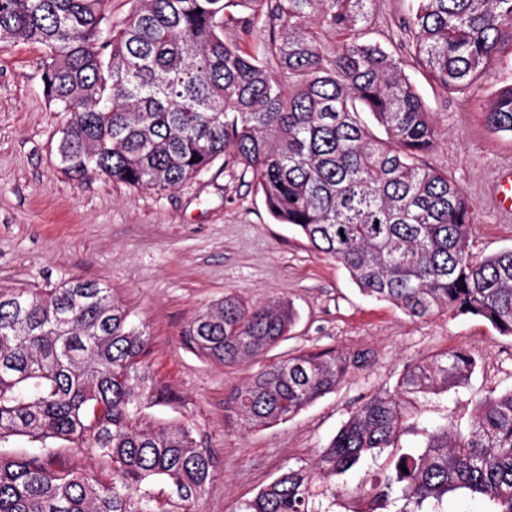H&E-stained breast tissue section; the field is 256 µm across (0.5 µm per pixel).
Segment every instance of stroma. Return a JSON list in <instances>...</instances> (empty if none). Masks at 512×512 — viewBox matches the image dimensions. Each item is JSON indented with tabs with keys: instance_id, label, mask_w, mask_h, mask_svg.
Here are the masks:
<instances>
[{
	"instance_id": "obj_1",
	"label": "stroma",
	"mask_w": 512,
	"mask_h": 512,
	"mask_svg": "<svg viewBox=\"0 0 512 512\" xmlns=\"http://www.w3.org/2000/svg\"><path fill=\"white\" fill-rule=\"evenodd\" d=\"M373 13L374 38L388 47L400 43L403 0H375ZM44 56L33 43L0 48V289L52 288L77 277L112 289L150 338V375L179 397L146 409L145 421L190 424L214 458L217 476L200 512H233L287 467L313 462L360 403L396 383L409 359L459 348L476 359L468 383L450 391L442 409L420 408L427 425L444 419L468 434V401L512 388L511 337L470 315L415 320L363 296L341 266L277 223L250 177L223 160L161 193L97 173L70 177L57 150L67 115L43 93ZM405 64L442 131L426 160L448 172L476 206L471 252L512 248V214L494 209L487 195L497 173L512 168V138L491 132L482 117L491 92L512 79V56L503 55L470 94L430 82L415 58ZM231 292L295 309L294 327L264 363L336 349L366 353L369 367L288 422L245 428L226 406L256 365L211 362L181 338L195 314Z\"/></svg>"
}]
</instances>
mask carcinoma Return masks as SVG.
Segmentation results:
<instances>
[{
  "label": "carcinoma",
  "mask_w": 512,
  "mask_h": 512,
  "mask_svg": "<svg viewBox=\"0 0 512 512\" xmlns=\"http://www.w3.org/2000/svg\"><path fill=\"white\" fill-rule=\"evenodd\" d=\"M107 2L0 0V47L46 53L44 94L68 114L58 153L69 173L161 192L222 157L251 173L275 221L366 296L413 319L470 315L512 336V248L470 253L475 207L425 161L439 137L434 113L403 57L369 38L375 0H135L105 39ZM401 26L400 49L464 93L512 51V0H409ZM229 29L263 37L245 49ZM483 116L512 136V81ZM294 318L286 302L228 294L188 322L182 341L232 367L258 361ZM147 354L144 332L96 280L0 289V512H194L215 480L213 458L188 424H143L145 410L175 401L143 368ZM366 367L359 352L290 354L237 387L228 409L249 429L286 422ZM475 368L465 349L407 362L313 463L234 512H320L316 495L335 503L349 492L338 477L404 435L420 446L356 488L372 512L400 500L413 509L398 512H440L457 492L512 512V389L475 404L465 437L416 419ZM66 452L100 470L62 465Z\"/></svg>",
  "instance_id": "carcinoma-1"
}]
</instances>
